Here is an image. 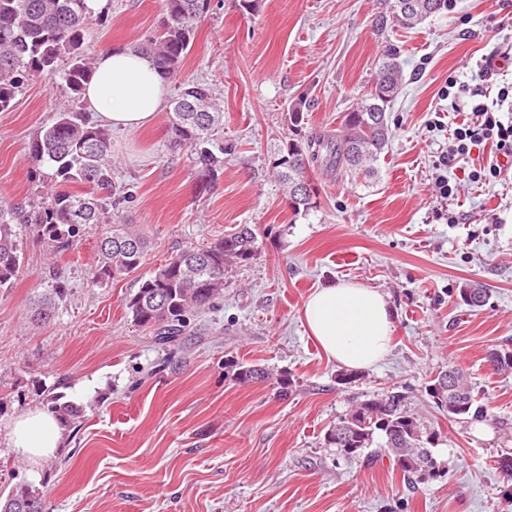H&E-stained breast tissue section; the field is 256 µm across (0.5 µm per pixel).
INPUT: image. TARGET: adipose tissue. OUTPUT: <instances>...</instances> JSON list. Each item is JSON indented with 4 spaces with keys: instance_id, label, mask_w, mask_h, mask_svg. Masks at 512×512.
<instances>
[{
    "instance_id": "obj_1",
    "label": "adipose tissue",
    "mask_w": 512,
    "mask_h": 512,
    "mask_svg": "<svg viewBox=\"0 0 512 512\" xmlns=\"http://www.w3.org/2000/svg\"><path fill=\"white\" fill-rule=\"evenodd\" d=\"M168 83L154 61L131 47L102 51L83 94L98 124L117 133L149 125L161 111ZM393 310L376 289L341 280L316 291L304 307L306 326L325 355L351 370L370 368L390 350ZM60 427L47 412L27 411L10 425L14 452L30 464L53 454Z\"/></svg>"
}]
</instances>
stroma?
I'll return each mask as SVG.
<instances>
[{"instance_id": "stroma-1", "label": "stroma", "mask_w": 512, "mask_h": 512, "mask_svg": "<svg viewBox=\"0 0 512 512\" xmlns=\"http://www.w3.org/2000/svg\"><path fill=\"white\" fill-rule=\"evenodd\" d=\"M103 14L88 36L93 58L136 46L162 22L164 2L107 0ZM389 14L388 0H254L248 9L211 0L180 76L211 84L224 109L219 180L199 191L189 151L167 147L163 111L151 126L113 134L112 176L131 194L125 223L150 242L143 271L243 224L259 253L225 276L216 309L194 315L169 348L127 315L136 282L91 284L105 225L87 226L60 255L25 237L22 270L0 293V493L28 480L49 512H512V369L487 361L512 351V168L472 183L487 146L441 166L450 141L438 124L449 81L470 82L467 61L512 52V0H449L447 12L405 31ZM389 44L401 48L405 84L377 176L315 168L321 206L293 215L272 168L292 136L288 108L307 102L301 137L336 128ZM67 104L37 78L0 112V199L48 191L26 154ZM441 175L457 196L440 198ZM57 271L67 295L50 322H34L30 303ZM339 280L377 289L395 311L390 355L348 384L303 321L308 298ZM469 283L487 288L483 308L462 303ZM448 364L463 369L492 420L452 423L436 407L427 387ZM240 365L270 377L239 383ZM48 387L86 408L34 467L15 455L8 424L39 407ZM390 391L438 433L443 478L412 483L387 453L346 460L326 444L352 402Z\"/></svg>"}]
</instances>
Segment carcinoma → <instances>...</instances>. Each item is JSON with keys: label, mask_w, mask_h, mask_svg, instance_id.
Returning <instances> with one entry per match:
<instances>
[{"label": "carcinoma", "mask_w": 512, "mask_h": 512, "mask_svg": "<svg viewBox=\"0 0 512 512\" xmlns=\"http://www.w3.org/2000/svg\"><path fill=\"white\" fill-rule=\"evenodd\" d=\"M392 0L394 26L412 29L448 10V0H410L411 7H397ZM161 26L136 49L153 58L162 75L175 78L194 46L201 18L210 0H164ZM100 20L89 0H0V112L9 110L24 83L37 76L59 79L72 105L57 112L53 122L33 139L28 163L36 170H51V189L40 201H0V292L14 287L22 263L21 239L32 230L52 253L68 251L89 224H108L102 238L91 283L103 285L137 275V290L125 301L132 321L152 333L161 346L181 341L186 318L211 310L223 296L224 274L256 255L257 237L241 225L201 249H185L171 255L157 269L141 274L146 238L131 224L121 223L119 205L129 198L124 187L112 180V136L94 123L82 104L85 85L94 72L86 40ZM400 51L387 48L374 87L346 112L336 131L301 141L291 138L273 162L289 208L307 215L320 208L319 195L311 186V165L319 163L341 176H368L388 146L387 112L398 96L405 75ZM168 146L188 150L200 186L216 183L223 169L224 148H214L215 136L224 128V112L211 86L185 79L169 100ZM308 191L299 193V188ZM67 293L66 282L55 275L51 292L37 300L34 317L47 320ZM460 298L471 308L489 300L487 289L468 284ZM452 375V385L441 378ZM241 383L261 381L268 371L258 366L236 369ZM430 396L457 423L483 421L488 409L480 403L463 371L455 366L437 370ZM398 392L363 400L337 418L324 440L345 456H356L375 446L392 454L403 475L421 483L443 476L432 445L437 433L427 428L403 403ZM47 411L66 427L83 416L84 405L64 399L52 389L43 390Z\"/></svg>", "instance_id": "carcinoma-1"}]
</instances>
